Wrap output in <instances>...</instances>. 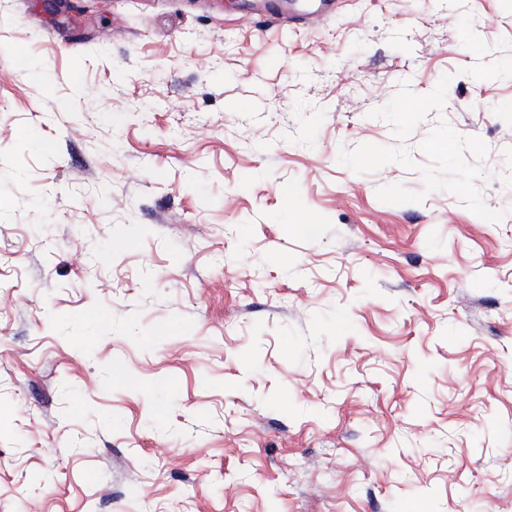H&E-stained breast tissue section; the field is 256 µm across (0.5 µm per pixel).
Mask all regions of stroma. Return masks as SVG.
Segmentation results:
<instances>
[{
	"instance_id": "35a3bbf8",
	"label": "stroma",
	"mask_w": 512,
	"mask_h": 512,
	"mask_svg": "<svg viewBox=\"0 0 512 512\" xmlns=\"http://www.w3.org/2000/svg\"><path fill=\"white\" fill-rule=\"evenodd\" d=\"M245 3L0 0V512H512V0ZM288 21H294L298 24H315L319 22L323 16V10H316L307 14H299L288 11L285 12L281 8H263L258 13V18L261 23H278L287 18Z\"/></svg>"
}]
</instances>
